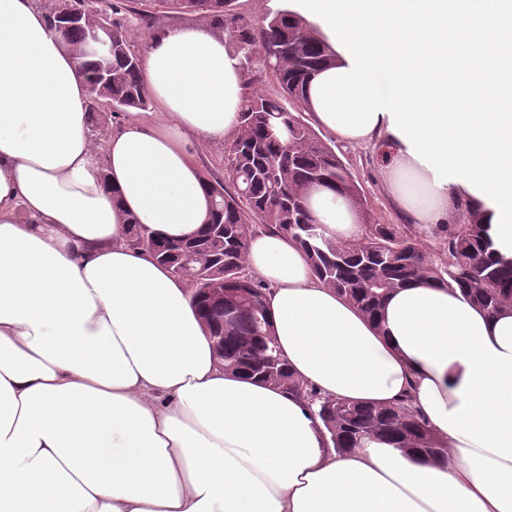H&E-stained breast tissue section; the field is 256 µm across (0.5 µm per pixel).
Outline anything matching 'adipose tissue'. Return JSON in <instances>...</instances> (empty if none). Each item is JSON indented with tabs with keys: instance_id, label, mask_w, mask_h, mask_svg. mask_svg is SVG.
Segmentation results:
<instances>
[{
	"instance_id": "ef3b65f1",
	"label": "adipose tissue",
	"mask_w": 512,
	"mask_h": 512,
	"mask_svg": "<svg viewBox=\"0 0 512 512\" xmlns=\"http://www.w3.org/2000/svg\"><path fill=\"white\" fill-rule=\"evenodd\" d=\"M155 112L94 142L89 89L37 0H0V512H512V307L415 284L381 324L254 227L246 268L290 370L321 395L394 405L413 394L447 460L374 441L336 453L305 399L230 371L187 284L128 245L127 216L162 239L209 215L195 141L232 140L246 94L222 34L163 28L141 56ZM378 117L347 143L384 155L407 222L496 211L433 174ZM336 241L351 203L312 191Z\"/></svg>"
}]
</instances>
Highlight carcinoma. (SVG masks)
Listing matches in <instances>:
<instances>
[{
	"label": "carcinoma",
	"instance_id": "cac0c4a2",
	"mask_svg": "<svg viewBox=\"0 0 512 512\" xmlns=\"http://www.w3.org/2000/svg\"><path fill=\"white\" fill-rule=\"evenodd\" d=\"M179 12L208 22L228 37L245 62L271 71L280 86L276 97L250 93L239 115V133L224 151L232 187L207 180L211 198L201 232L174 240L157 238L128 218L127 242L152 253L173 275L186 281L201 318L215 336L224 367L293 392L316 407L339 453L384 441L428 460L447 457L408 395L398 404L368 406L324 397L290 371L281 355L263 303V287L245 266L249 228H274L306 254L314 275L353 303L373 322L380 321L387 296L397 288L425 281L457 288L471 302L495 314L512 305V260L497 256L490 225L465 208L456 224L425 229L418 224H369L355 241L326 236L306 205L316 187L336 191L366 216V199L336 150L313 128L307 102L315 72L334 58L304 22L287 9L239 23L234 0H164ZM83 17L66 26L57 0L42 5L51 27L79 58L88 83L90 127L105 136L103 110L129 112L148 107L140 61L130 44L126 0H68ZM112 24V79H98L99 58L87 47L94 19Z\"/></svg>",
	"mask_w": 512,
	"mask_h": 512
}]
</instances>
